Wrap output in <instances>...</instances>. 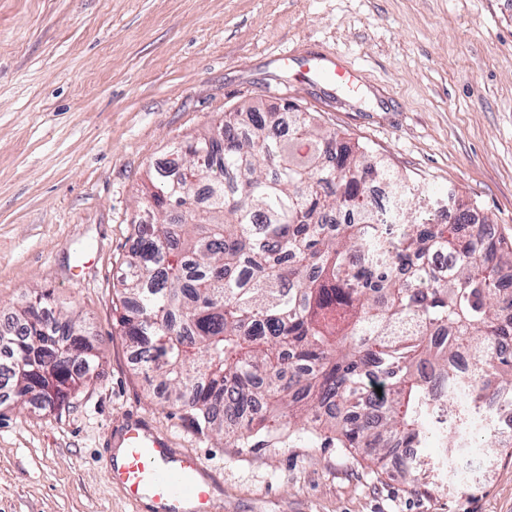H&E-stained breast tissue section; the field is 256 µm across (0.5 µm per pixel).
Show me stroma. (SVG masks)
Instances as JSON below:
<instances>
[{"instance_id":"obj_1","label":"stroma","mask_w":512,"mask_h":512,"mask_svg":"<svg viewBox=\"0 0 512 512\" xmlns=\"http://www.w3.org/2000/svg\"><path fill=\"white\" fill-rule=\"evenodd\" d=\"M284 53L341 55L362 85ZM286 98L512 234V0H0V319L46 288L100 348L62 406L0 404V512H146L101 455L129 416L219 477L214 512H512V453L480 435L469 484L450 466L415 487L305 437L225 446L141 372L115 285L150 172L225 113ZM281 60L288 63V67L297 65L312 80L346 85L360 82L359 70L353 68L349 62L341 57L329 56L326 58L327 64H323L317 59L315 63H312L311 61L315 59H300L288 56V54L281 57Z\"/></svg>"}]
</instances>
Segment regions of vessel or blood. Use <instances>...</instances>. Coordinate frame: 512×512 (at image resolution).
Listing matches in <instances>:
<instances>
[{
  "mask_svg": "<svg viewBox=\"0 0 512 512\" xmlns=\"http://www.w3.org/2000/svg\"><path fill=\"white\" fill-rule=\"evenodd\" d=\"M287 63L312 80L346 85L360 80L358 70L340 57L314 63L291 56ZM106 457L110 483L132 503L146 504L150 512H212L214 478L191 452L170 448L140 421L125 423Z\"/></svg>",
  "mask_w": 512,
  "mask_h": 512,
  "instance_id": "obj_1",
  "label": "vessel or blood"
}]
</instances>
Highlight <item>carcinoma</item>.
<instances>
[{
	"mask_svg": "<svg viewBox=\"0 0 512 512\" xmlns=\"http://www.w3.org/2000/svg\"><path fill=\"white\" fill-rule=\"evenodd\" d=\"M279 123L258 106L226 112L224 149L206 148L207 130L151 174L145 200L163 212L135 225L117 288L146 376L232 448L328 432L377 463L398 439L437 449L436 464L404 466L411 484L475 430L511 448L485 398L512 410V238L485 245L471 203L421 189L312 112L291 113L286 137ZM379 180L395 198L387 220L368 194ZM176 199L185 212L167 211ZM444 208L455 221L438 223ZM83 323L34 289L0 333V388L64 403L99 365Z\"/></svg>",
	"mask_w": 512,
	"mask_h": 512,
	"instance_id": "cac0c4a2",
	"label": "carcinoma"
}]
</instances>
